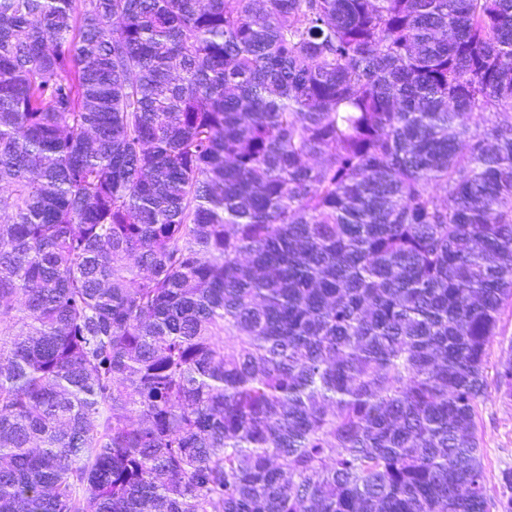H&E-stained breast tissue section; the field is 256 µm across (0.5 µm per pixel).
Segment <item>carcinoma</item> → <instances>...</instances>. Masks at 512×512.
<instances>
[{"label": "carcinoma", "mask_w": 512, "mask_h": 512, "mask_svg": "<svg viewBox=\"0 0 512 512\" xmlns=\"http://www.w3.org/2000/svg\"><path fill=\"white\" fill-rule=\"evenodd\" d=\"M512 0H0V512H512ZM489 380L493 379L494 368L500 362L512 360V309L506 310L500 322V335L495 338L490 348ZM477 423L488 495L511 496L512 492L501 485L500 474L512 468V396L491 384L479 406Z\"/></svg>", "instance_id": "carcinoma-1"}]
</instances>
